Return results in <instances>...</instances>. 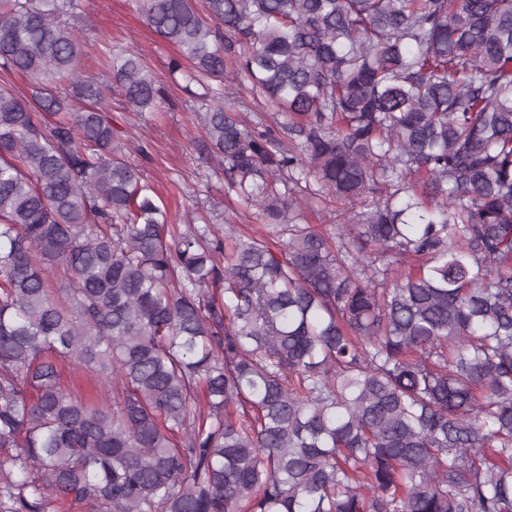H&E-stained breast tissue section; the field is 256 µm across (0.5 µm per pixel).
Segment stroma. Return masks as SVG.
<instances>
[{"label":"stroma","mask_w":512,"mask_h":512,"mask_svg":"<svg viewBox=\"0 0 512 512\" xmlns=\"http://www.w3.org/2000/svg\"><path fill=\"white\" fill-rule=\"evenodd\" d=\"M89 49L82 61L85 77L106 79L105 51L119 40L131 46L158 76L164 98L158 111L135 117L123 109L119 88L106 91L115 124L128 132L129 160L137 164L164 197L174 224L204 216L208 223L243 224L262 234L261 217L243 213L235 193L229 192L221 169L207 163L200 150L203 138L196 112L200 83L185 82L169 70L180 51L148 28L133 0H79Z\"/></svg>","instance_id":"35a3bbf8"}]
</instances>
